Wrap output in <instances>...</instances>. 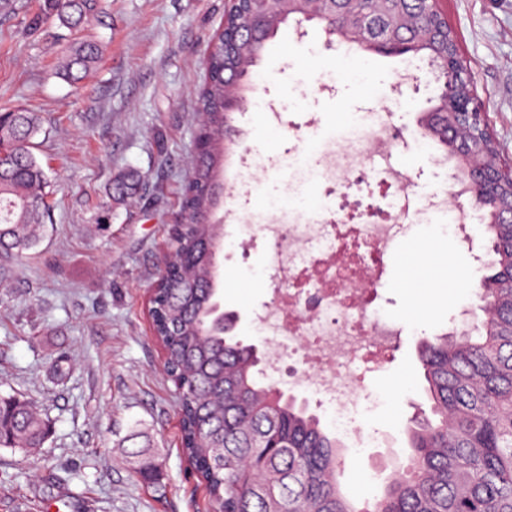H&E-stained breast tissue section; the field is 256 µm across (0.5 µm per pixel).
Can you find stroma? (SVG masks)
Returning a JSON list of instances; mask_svg holds the SVG:
<instances>
[{"instance_id":"35a3bbf8","label":"stroma","mask_w":512,"mask_h":512,"mask_svg":"<svg viewBox=\"0 0 512 512\" xmlns=\"http://www.w3.org/2000/svg\"><path fill=\"white\" fill-rule=\"evenodd\" d=\"M104 12L84 28L32 33L38 0L0 8V105L37 113L33 152L50 179L51 210L40 244L22 256L0 253V398L32 402L51 424L43 447H0V512H213L205 485L181 447L179 400L164 367L149 313L150 290L169 253V227L180 214L194 132L196 92L209 37L224 23L228 0H101ZM458 52L505 158L512 159V0H439ZM79 40L99 44L88 78L71 84L57 62ZM406 85H399L401 76ZM245 106L232 114L234 142L224 164L226 207L237 218L308 222L319 190L292 210L296 153L318 158L358 112H387L416 131L439 86L426 65L328 46L322 25H282L250 74ZM393 163L413 176L418 206L451 177L442 146L407 139ZM257 181L246 198L233 187L244 172ZM134 173L136 191L115 200L118 176ZM430 246L442 276L405 287L396 256L384 268L380 305L404 333L383 366H362L369 396L380 404L362 421L380 437L348 460L342 482L374 500L408 454L405 428L428 409L418 342L458 327L475 301L473 285L494 258L488 234L472 244L413 220L399 248ZM224 310L235 334L267 350L255 317L275 300L262 243L246 255L222 254ZM145 436L157 476L143 480L121 444Z\"/></svg>"}]
</instances>
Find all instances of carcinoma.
<instances>
[{"mask_svg": "<svg viewBox=\"0 0 512 512\" xmlns=\"http://www.w3.org/2000/svg\"><path fill=\"white\" fill-rule=\"evenodd\" d=\"M97 0H42L28 28L55 22L70 28L90 20ZM303 4L282 0L284 18L265 29L256 17L261 2L243 0L228 31L210 40L204 82L197 96L198 123L181 209L184 222L171 228L177 260L163 271L154 300V328L168 350V371L179 384L183 411L182 447L223 512H512V289L497 288L501 266L512 265V227L478 216L491 243L498 245L495 273L477 283L483 317L465 336L425 338L420 361L430 413L410 430L412 451L371 505L343 492L339 477L347 445L320 420L284 397L248 347L217 326L221 310L218 256L223 240L217 212L223 203L224 99L229 83L250 71L269 41L289 19L299 20ZM429 0H401L388 14L373 0H355L352 16H368L390 26L412 12L428 14ZM447 26L440 16L423 30L402 27V43H416L412 57L427 60L448 95L467 88L462 62L448 68L453 33L431 35ZM384 32L362 29L352 44L381 53ZM90 42L71 46L60 74L87 77L98 58ZM40 130L34 112L0 108V251L21 254L41 238L48 205L46 173L33 153ZM48 423L27 402L0 398V446L40 448Z\"/></svg>", "mask_w": 512, "mask_h": 512, "instance_id": "cac0c4a2", "label": "carcinoma"}]
</instances>
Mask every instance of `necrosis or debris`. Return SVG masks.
<instances>
[{"label": "necrosis or debris", "instance_id": "obj_1", "mask_svg": "<svg viewBox=\"0 0 512 512\" xmlns=\"http://www.w3.org/2000/svg\"><path fill=\"white\" fill-rule=\"evenodd\" d=\"M405 134L376 114H358L350 133L315 165L294 160L321 181L319 206L326 217L257 224L252 231L277 271L278 300L258 319L272 347L266 373L276 377L284 365L296 366L292 386L327 406L355 448L368 447L371 437L355 424L368 396L349 365L369 353L385 355L399 332L381 313L378 288L385 258L409 217L404 198L410 173L375 167L373 160L391 154ZM373 183L395 187L394 201L374 199L366 191Z\"/></svg>", "mask_w": 512, "mask_h": 512}]
</instances>
